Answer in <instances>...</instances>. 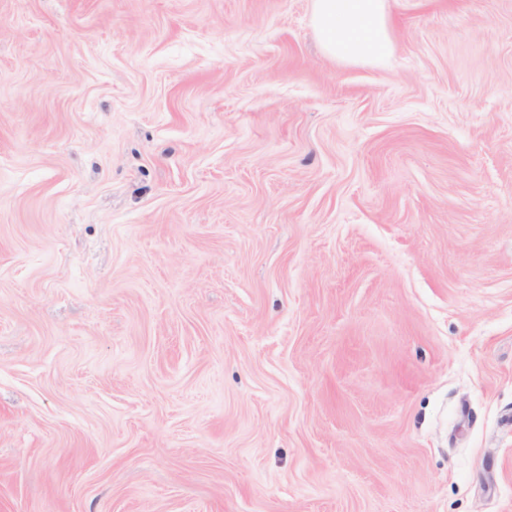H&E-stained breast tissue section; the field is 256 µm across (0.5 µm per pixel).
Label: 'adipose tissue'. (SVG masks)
<instances>
[{
    "instance_id": "1",
    "label": "adipose tissue",
    "mask_w": 512,
    "mask_h": 512,
    "mask_svg": "<svg viewBox=\"0 0 512 512\" xmlns=\"http://www.w3.org/2000/svg\"><path fill=\"white\" fill-rule=\"evenodd\" d=\"M310 24L339 63L386 65L396 51L388 0H311Z\"/></svg>"
}]
</instances>
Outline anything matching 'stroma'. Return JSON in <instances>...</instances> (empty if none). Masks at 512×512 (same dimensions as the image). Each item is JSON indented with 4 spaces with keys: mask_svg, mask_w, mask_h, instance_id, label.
Listing matches in <instances>:
<instances>
[{
    "mask_svg": "<svg viewBox=\"0 0 512 512\" xmlns=\"http://www.w3.org/2000/svg\"><path fill=\"white\" fill-rule=\"evenodd\" d=\"M0 0V512H512V0ZM310 24L338 63L387 65L396 51L388 0H311Z\"/></svg>",
    "mask_w": 512,
    "mask_h": 512,
    "instance_id": "1",
    "label": "stroma"
}]
</instances>
